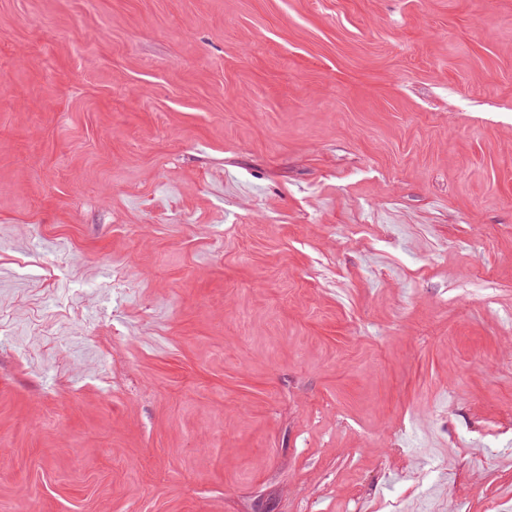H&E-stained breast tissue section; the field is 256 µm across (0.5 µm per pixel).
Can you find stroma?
<instances>
[{"label":"stroma","mask_w":512,"mask_h":512,"mask_svg":"<svg viewBox=\"0 0 512 512\" xmlns=\"http://www.w3.org/2000/svg\"><path fill=\"white\" fill-rule=\"evenodd\" d=\"M0 512H512V0H0Z\"/></svg>","instance_id":"1"}]
</instances>
